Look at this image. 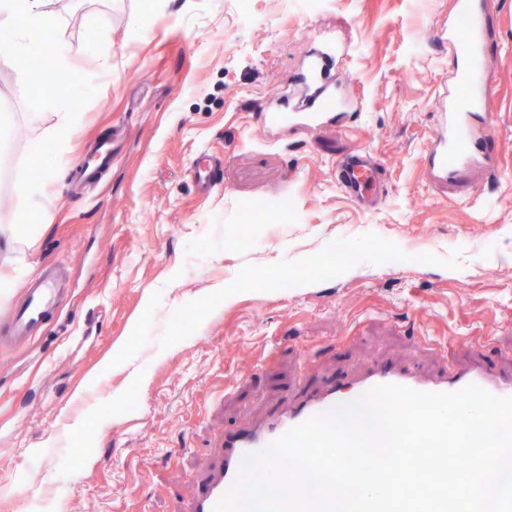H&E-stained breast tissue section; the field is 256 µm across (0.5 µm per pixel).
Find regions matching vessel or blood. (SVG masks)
Segmentation results:
<instances>
[{"label": "vessel or blood", "mask_w": 512, "mask_h": 512, "mask_svg": "<svg viewBox=\"0 0 512 512\" xmlns=\"http://www.w3.org/2000/svg\"><path fill=\"white\" fill-rule=\"evenodd\" d=\"M457 5L464 24L451 27L448 32V42L453 47L450 65L457 93L452 111L443 113L423 155L436 180L442 183L453 180L462 168L474 162L489 170L497 166L496 157L488 148L490 134H476L473 124L474 118L487 105L495 85L487 18L478 0H457ZM334 66L335 58L329 52L319 51L312 56L302 75L306 93L298 108V118L318 121L335 111L336 85L330 79ZM94 159L95 167L81 169L84 180H96L101 170L111 164V140L104 139L97 144ZM220 168V160L202 156L194 160L190 176L206 189L215 186ZM336 183L359 204L372 203L384 191L382 167L370 156L349 154L336 165ZM63 293L60 273L56 268H48L40 279L28 285L22 300L11 309L7 325L0 329V344L12 345L29 339L51 317ZM385 384L404 385L429 393L457 392L474 384L493 395L512 397V377L495 376L481 369L427 379L406 367L377 366L356 381L329 386L288 411L271 413L254 429L225 432L215 459L193 492L189 512H212L214 505L235 483L245 453L262 450L290 428Z\"/></svg>", "instance_id": "1"}]
</instances>
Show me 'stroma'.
I'll use <instances>...</instances> for the list:
<instances>
[{"label": "stroma", "mask_w": 512, "mask_h": 512, "mask_svg": "<svg viewBox=\"0 0 512 512\" xmlns=\"http://www.w3.org/2000/svg\"><path fill=\"white\" fill-rule=\"evenodd\" d=\"M497 74L488 111L499 168L436 186L423 152L454 89L433 34L456 0H51L64 63L32 114L0 58V225L29 146L61 112V179L24 248L70 293L36 337L0 346V512H179L227 430L388 362L436 378L512 374V0H482ZM333 47L354 106L314 129L270 127L264 89L293 87ZM112 165L76 170L100 138ZM384 166L374 208L336 164ZM223 158L209 190L189 175ZM322 256V267L307 260Z\"/></svg>", "instance_id": "35a3bbf8"}]
</instances>
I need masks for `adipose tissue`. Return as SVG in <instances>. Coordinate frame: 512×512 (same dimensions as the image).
Returning <instances> with one entry per match:
<instances>
[{
	"label": "adipose tissue",
	"instance_id": "adipose-tissue-1",
	"mask_svg": "<svg viewBox=\"0 0 512 512\" xmlns=\"http://www.w3.org/2000/svg\"><path fill=\"white\" fill-rule=\"evenodd\" d=\"M48 2L0 0V57L13 59L29 75L30 80L22 86L21 93L35 107L55 93L54 88L43 80L44 74L59 59L58 19L48 10ZM75 121V113H61L51 134L33 142L29 164L16 177L15 190L25 211L26 222L0 226V243L5 246L0 261L12 269L11 275L0 276V304L9 299L15 276L25 266L24 258L15 254L16 243L42 223V212L34 200L44 194L56 178L55 172L44 168L43 155L47 150L61 147Z\"/></svg>",
	"mask_w": 512,
	"mask_h": 512
}]
</instances>
